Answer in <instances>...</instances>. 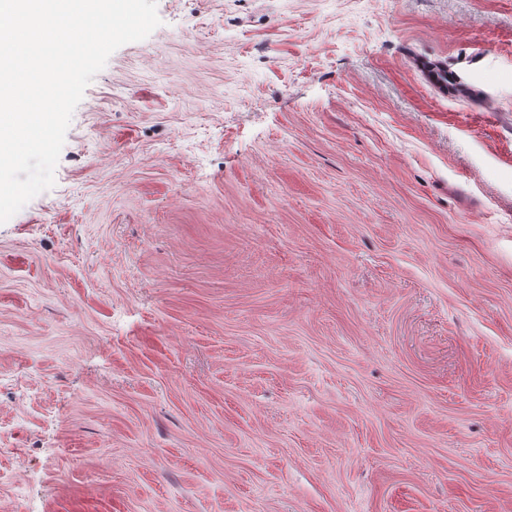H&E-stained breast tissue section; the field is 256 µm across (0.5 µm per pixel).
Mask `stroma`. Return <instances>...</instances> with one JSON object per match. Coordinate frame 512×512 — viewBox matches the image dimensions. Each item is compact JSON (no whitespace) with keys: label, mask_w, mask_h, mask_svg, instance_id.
Masks as SVG:
<instances>
[{"label":"stroma","mask_w":512,"mask_h":512,"mask_svg":"<svg viewBox=\"0 0 512 512\" xmlns=\"http://www.w3.org/2000/svg\"><path fill=\"white\" fill-rule=\"evenodd\" d=\"M157 12L0 224V512H512V0Z\"/></svg>","instance_id":"35a3bbf8"}]
</instances>
